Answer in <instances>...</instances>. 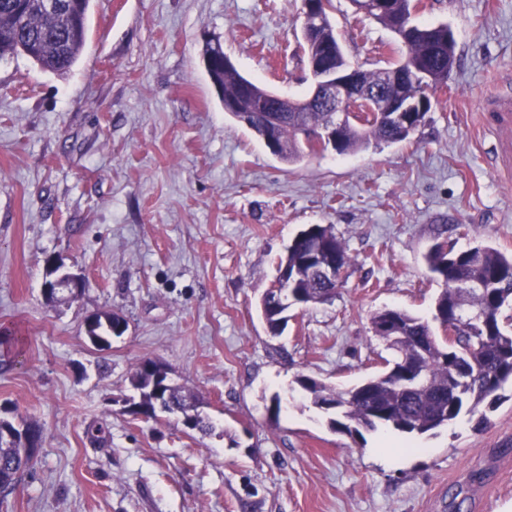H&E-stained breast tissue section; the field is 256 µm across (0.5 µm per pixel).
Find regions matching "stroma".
Returning a JSON list of instances; mask_svg holds the SVG:
<instances>
[{
	"mask_svg": "<svg viewBox=\"0 0 512 512\" xmlns=\"http://www.w3.org/2000/svg\"><path fill=\"white\" fill-rule=\"evenodd\" d=\"M352 64L400 60L397 37L334 0ZM448 23L456 61L409 140L281 163L224 111L202 58L220 40L245 77L308 89L302 0H90L87 43L67 74L0 60V417L29 419L43 447L0 512H512V386L476 429L468 415L414 437L332 429L296 381L339 388L393 353L371 316L431 319L443 288L434 244L512 254V180L487 159L481 113L512 84V0H423ZM332 226L352 265L326 303L293 307L270 335L258 299L286 246ZM81 275L48 302L47 264ZM123 336L98 350L94 314ZM165 364L215 423L129 412L143 359ZM280 397L279 417L268 408Z\"/></svg>",
	"mask_w": 512,
	"mask_h": 512,
	"instance_id": "1",
	"label": "stroma"
}]
</instances>
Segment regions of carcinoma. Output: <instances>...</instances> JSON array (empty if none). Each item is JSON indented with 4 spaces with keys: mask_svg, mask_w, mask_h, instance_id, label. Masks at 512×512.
<instances>
[{
    "mask_svg": "<svg viewBox=\"0 0 512 512\" xmlns=\"http://www.w3.org/2000/svg\"><path fill=\"white\" fill-rule=\"evenodd\" d=\"M59 11H49L43 0H0V59L22 53L41 69L65 74L78 63L86 40L89 0H58ZM415 0H391L387 12L375 21L400 34L398 21L410 16ZM405 57L422 66L426 92L443 87L448 69L455 62V41L445 24L418 25L404 37ZM309 51L330 54L333 65L347 67L336 27L331 20L316 28ZM203 57L212 62L208 75L222 89L224 100L246 106L251 99H265L279 109L276 157L294 165L319 149L317 143L302 139L300 131L326 124L329 113L319 107L288 98L242 76L232 64H224L221 43L208 42ZM395 64L374 70H360L362 83L381 88L384 77ZM269 113L254 112L250 126L265 139ZM408 139V134L387 121L374 104L360 102L355 111L336 127L337 154L347 155L371 146L391 145ZM336 254V276L350 265L346 247L329 225L314 224L298 233L280 258L278 268H288L290 287L305 304L324 302L336 293L339 281L323 279L315 270L317 259L326 251ZM434 277L444 284L434 307L443 321L455 330L446 340L436 334L429 321L400 309H383L373 314L374 333L395 353L385 369L350 389L340 390L307 376L297 378L313 403L341 415L331 420L337 430L349 434L374 431L380 426L410 435H424L455 421L466 413L485 421L481 407L500 399L499 391L512 383V334L505 333L502 317L512 308V256L484 244L465 250L435 245L427 257ZM120 316H98L97 337L107 341L116 335ZM131 385L143 397L149 396L153 375L137 365ZM196 395L184 386L171 384L167 400L153 412L178 415L196 407ZM41 429L35 422L18 426L0 422V494L8 492L29 469L33 453L20 428Z\"/></svg>",
    "mask_w": 512,
    "mask_h": 512,
    "instance_id": "cac0c4a2",
    "label": "carcinoma"
}]
</instances>
